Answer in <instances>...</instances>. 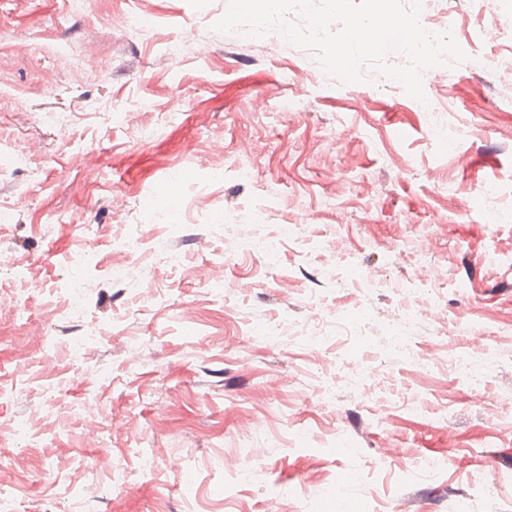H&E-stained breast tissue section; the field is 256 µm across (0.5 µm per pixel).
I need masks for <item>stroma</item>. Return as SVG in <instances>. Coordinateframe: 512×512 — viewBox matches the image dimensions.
Segmentation results:
<instances>
[{"instance_id": "stroma-1", "label": "stroma", "mask_w": 512, "mask_h": 512, "mask_svg": "<svg viewBox=\"0 0 512 512\" xmlns=\"http://www.w3.org/2000/svg\"><path fill=\"white\" fill-rule=\"evenodd\" d=\"M228 3L0 0V163L27 157L0 176V252L30 271L0 281V432L34 436L0 448L6 493L17 512H66L72 486L87 512H512V0H440L486 65L424 77V108L374 70L343 84L288 42L215 31ZM134 230L110 285L112 237ZM89 243L99 268L73 261ZM68 279L108 294L71 310ZM317 317L339 327L315 346L251 334ZM94 323L105 337L73 350Z\"/></svg>"}]
</instances>
